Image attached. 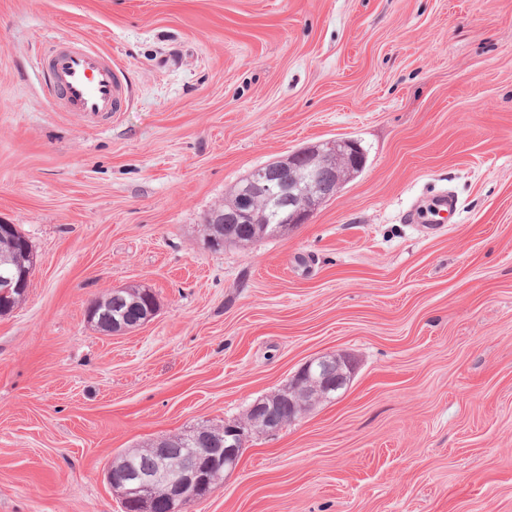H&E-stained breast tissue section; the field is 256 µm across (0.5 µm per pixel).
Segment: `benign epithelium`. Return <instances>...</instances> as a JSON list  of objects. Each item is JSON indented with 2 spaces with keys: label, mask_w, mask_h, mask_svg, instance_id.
<instances>
[{
  "label": "benign epithelium",
  "mask_w": 512,
  "mask_h": 512,
  "mask_svg": "<svg viewBox=\"0 0 512 512\" xmlns=\"http://www.w3.org/2000/svg\"><path fill=\"white\" fill-rule=\"evenodd\" d=\"M310 158L311 166L298 170L295 168L297 154L274 161V167L281 174L277 180L269 177L268 171L256 169L242 182V200L250 202L256 196L267 200L288 199L292 208L289 218L283 223L301 224L322 200L330 197L335 189L325 190L319 183L318 165L327 159L336 161L349 158L361 160V150L352 139H336L314 145L302 150ZM34 267L24 268L15 264L0 266V301L10 304L15 296L25 295ZM112 322V333L122 334L131 330L121 314V310L101 311L89 307L85 318L91 324L105 318ZM356 369L355 363L348 357H318L307 362L294 376L284 393L274 394L254 402L244 421L224 423V443L219 448H191L190 454L199 458L194 466L176 464L168 458L157 460L152 470L142 472L129 470L123 480L111 478L106 472L107 482L119 497L123 512L134 507L148 504L157 497L166 499L171 512H181L182 505L200 495L209 494L221 475L234 472L240 462L243 447L254 435L268 434L280 430L283 424L265 417L269 407L286 405L291 415L308 408L313 403L330 398L335 391L350 381Z\"/></svg>",
  "instance_id": "benign-epithelium-1"
}]
</instances>
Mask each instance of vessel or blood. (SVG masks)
I'll return each mask as SVG.
<instances>
[{
  "instance_id": "obj_1",
  "label": "vessel or blood",
  "mask_w": 512,
  "mask_h": 512,
  "mask_svg": "<svg viewBox=\"0 0 512 512\" xmlns=\"http://www.w3.org/2000/svg\"><path fill=\"white\" fill-rule=\"evenodd\" d=\"M39 65L44 93L60 111L108 118L124 110L123 69L106 51L74 40L58 41L45 47Z\"/></svg>"
}]
</instances>
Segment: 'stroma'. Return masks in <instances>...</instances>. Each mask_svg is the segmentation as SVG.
I'll return each instance as SVG.
<instances>
[{"instance_id": "stroma-1", "label": "stroma", "mask_w": 512, "mask_h": 512, "mask_svg": "<svg viewBox=\"0 0 512 512\" xmlns=\"http://www.w3.org/2000/svg\"><path fill=\"white\" fill-rule=\"evenodd\" d=\"M64 39L112 53L124 111L48 101ZM336 138L364 167L306 223L207 245L246 175ZM0 224L36 255L0 316V512H121V452L333 355L350 382L183 512H512V0H0ZM127 286L149 323L86 322ZM136 290L135 295L129 296L131 299H137L139 301H136V303L131 304L130 306L125 307V316L128 319H136L139 313V306L142 304H145L148 300V296L141 295L144 290L147 288H132ZM147 293L152 295V298L148 300V308L146 310V313L144 314L143 319L141 322L136 326H129L127 325L121 314V310L116 309L112 311H101L98 310L97 307L101 309L110 308L112 309V304L114 303V300L112 299V296L117 299V303L125 302V294H128V288H119V289H113L110 294L103 298H98L90 302L88 306H97V307H89L86 308L85 311V318L87 322L91 324L99 323L103 321L106 317H110V320L112 322V334H122L126 331H129L133 328L143 326L151 321V319L155 316L157 312V299L155 294L150 291L146 290Z\"/></svg>"}]
</instances>
